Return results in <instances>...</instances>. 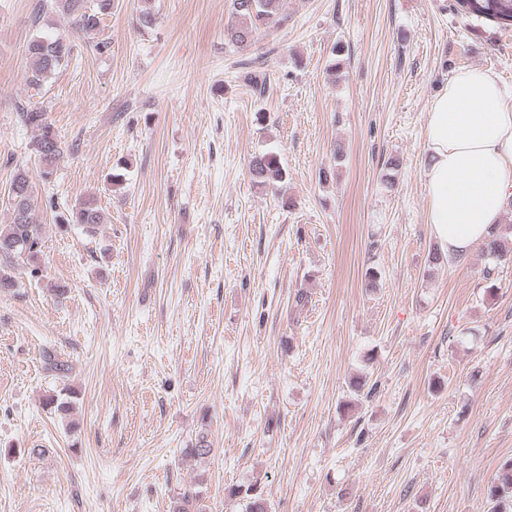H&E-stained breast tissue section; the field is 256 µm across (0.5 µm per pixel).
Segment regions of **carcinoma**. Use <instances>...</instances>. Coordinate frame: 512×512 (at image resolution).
Wrapping results in <instances>:
<instances>
[{
  "mask_svg": "<svg viewBox=\"0 0 512 512\" xmlns=\"http://www.w3.org/2000/svg\"><path fill=\"white\" fill-rule=\"evenodd\" d=\"M51 8L59 10L72 20V29L87 34L100 29L105 16L112 13V0H50ZM504 7L497 13L482 15L475 8V0H456L458 10L471 17L491 23L499 29H512V0H501ZM231 20L224 30L229 44L242 48L252 41L270 35L285 25L287 16L282 12V0H231ZM26 52L31 64L27 72V83L41 86L54 71L67 64L74 52V44L68 35L52 37L37 36L27 44ZM245 80L252 89L264 94L267 73L258 69L245 72ZM22 121L36 131L32 141L33 153L40 163L39 176L43 179L53 174L57 160L63 154L62 141L49 122L46 113L39 109H21ZM250 172L255 181L264 186H275L286 176L277 154L272 152L254 156L250 161ZM11 186L24 193L26 203L23 211L12 209L11 222L0 225V250L13 249L15 258L35 262L42 253L41 225L37 224L32 203V186L29 173L17 170ZM62 223L77 224L94 235L98 226L105 223L104 211L98 203L97 193H91L68 207ZM512 233V225L501 226L491 244L485 246L488 255L500 263H512V249L505 248L504 239ZM44 405L53 409L61 418L69 415L71 402L57 394L49 395ZM245 497V512H271L261 489L254 485L244 490L227 487V497ZM198 493L191 486L180 489L175 497L173 512H191ZM489 512H512V457L504 460L496 480L487 492Z\"/></svg>",
  "mask_w": 512,
  "mask_h": 512,
  "instance_id": "obj_1",
  "label": "carcinoma"
}]
</instances>
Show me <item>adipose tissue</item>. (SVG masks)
<instances>
[{
  "instance_id": "ef3b65f1",
  "label": "adipose tissue",
  "mask_w": 512,
  "mask_h": 512,
  "mask_svg": "<svg viewBox=\"0 0 512 512\" xmlns=\"http://www.w3.org/2000/svg\"><path fill=\"white\" fill-rule=\"evenodd\" d=\"M424 136L428 222L441 250L462 257L490 242L512 203V91L487 71L455 72Z\"/></svg>"
}]
</instances>
